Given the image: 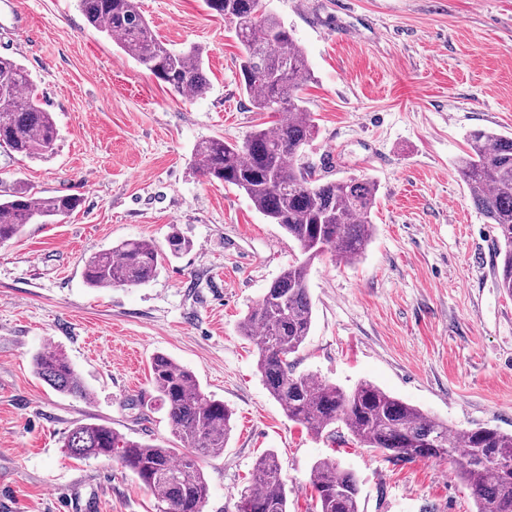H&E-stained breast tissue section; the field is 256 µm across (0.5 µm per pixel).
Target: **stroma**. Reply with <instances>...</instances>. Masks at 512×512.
I'll list each match as a JSON object with an SVG mask.
<instances>
[{"instance_id":"35a3bbf8","label":"stroma","mask_w":512,"mask_h":512,"mask_svg":"<svg viewBox=\"0 0 512 512\" xmlns=\"http://www.w3.org/2000/svg\"><path fill=\"white\" fill-rule=\"evenodd\" d=\"M305 50L313 140L327 180L377 186L365 254L314 260V323L294 373L344 389L369 381L457 432L512 433V297L498 288L497 232L455 169L467 134L512 136V0H263ZM159 39L204 50L209 89L185 99L96 31L78 0H0V56L30 73L52 112L56 153L0 149V191L74 194L58 224L0 244V512H160L119 464L73 459L81 423L177 447L150 381L156 354L191 370L232 413L221 455L203 458L204 512H236L256 460L275 452L288 512H308L310 470L333 456L359 478L362 512H474L448 459L392 462L348 434L318 436L267 392L238 324L296 243L236 188L191 165L203 140L242 143L262 117L243 92L242 46L204 0H140ZM193 243L142 285L93 289L89 255L130 239ZM63 352L90 389L79 400L34 372Z\"/></svg>"}]
</instances>
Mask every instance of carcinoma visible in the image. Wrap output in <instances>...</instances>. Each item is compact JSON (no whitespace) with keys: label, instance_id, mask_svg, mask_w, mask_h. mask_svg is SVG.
Instances as JSON below:
<instances>
[{"label":"carcinoma","instance_id":"carcinoma-1","mask_svg":"<svg viewBox=\"0 0 512 512\" xmlns=\"http://www.w3.org/2000/svg\"><path fill=\"white\" fill-rule=\"evenodd\" d=\"M87 22L116 41L145 67L157 66L160 83L172 93L203 96L209 88L203 50L168 48L140 10L139 0H79ZM209 10L234 25L244 53L241 86L253 108L267 116L240 145L222 138L199 144L193 168L208 181L244 192L270 223L294 240L304 260L294 262L267 288L239 323L241 335L255 341L257 368L266 389L288 419L314 434H336L343 426L353 439L399 462L426 459L422 446L438 443L441 457L468 487L475 512H512V433L478 426L450 437L433 416L361 382L350 391L307 375L294 374L288 356L302 347L313 324L308 266L330 251L356 260L369 245L376 185L366 179L325 181L302 161L314 133L304 87L314 80L304 51L285 24L262 10L261 0H205ZM52 113L42 107L28 71L0 56V147L31 158L56 153ZM468 150L458 169L473 206L496 225L498 288L512 296V137L485 129L467 136ZM80 205L69 195L38 196L19 189L0 198V244L18 238L28 224H52ZM193 243L177 233L165 244L126 240L89 256L84 279L91 288L141 285L153 279L171 256ZM37 376L52 389L85 399L89 390L64 353L43 349L33 355ZM150 380L172 433L185 449L130 440L100 423H84L65 437L63 447L78 459L117 461L165 504L162 512H203L207 482L198 459L224 451L232 412L204 392L193 372L164 354L150 364ZM316 512H361L355 473L332 458L314 463L310 473ZM237 512H288L282 466L272 452L255 464L252 483L241 494Z\"/></svg>","mask_w":512,"mask_h":512}]
</instances>
